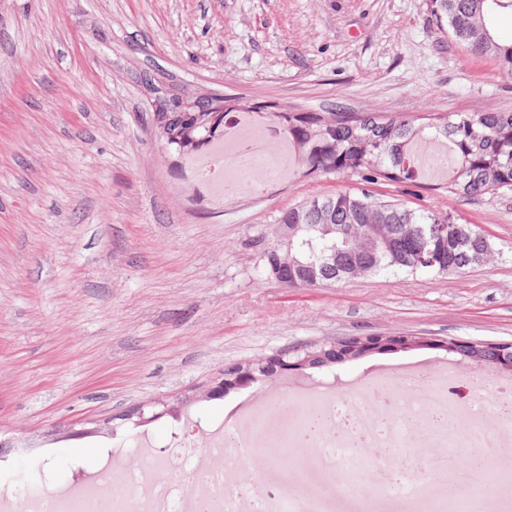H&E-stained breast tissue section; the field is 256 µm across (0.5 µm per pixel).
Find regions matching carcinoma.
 <instances>
[{
    "label": "carcinoma",
    "mask_w": 512,
    "mask_h": 512,
    "mask_svg": "<svg viewBox=\"0 0 512 512\" xmlns=\"http://www.w3.org/2000/svg\"><path fill=\"white\" fill-rule=\"evenodd\" d=\"M434 15L446 25L448 37L466 50L492 57L512 76V43L494 36V19L512 11V0H432ZM181 97H170L168 112L155 114L158 137L180 151L202 148L221 136L224 122L211 125L208 112H183ZM277 105L260 102L250 112H270L298 149L305 175H355L366 184L414 181L415 149L423 143L448 145L447 167L452 179L448 193L465 197L512 190V112H450L391 117L371 112H277ZM275 224L288 225V252L274 243L261 252L265 272L278 268L290 288L343 285L358 276L381 273L439 277L462 275L481 265L493 252L492 243L477 226L459 240L457 221L448 213L411 208L377 198L361 189L314 197L279 211ZM366 349L340 341L313 350L284 351L283 361L323 368L362 357ZM451 354L460 361L504 365L512 374V348L490 342H465ZM287 374L269 358L237 366L224 386L207 393L220 396L242 387L240 381L277 380Z\"/></svg>",
    "instance_id": "carcinoma-1"
}]
</instances>
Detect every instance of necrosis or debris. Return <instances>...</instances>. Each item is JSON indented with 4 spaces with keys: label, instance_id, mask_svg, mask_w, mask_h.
Instances as JSON below:
<instances>
[{
    "label": "necrosis or debris",
    "instance_id": "obj_1",
    "mask_svg": "<svg viewBox=\"0 0 512 512\" xmlns=\"http://www.w3.org/2000/svg\"><path fill=\"white\" fill-rule=\"evenodd\" d=\"M297 165L292 142L274 122L235 113L225 120L223 138L188 160L185 175L218 203L234 192L261 196L292 181ZM414 380L418 388L410 392L404 376L379 375L343 396L334 384L315 382L290 392L284 410L259 400L233 433L218 427L206 431L208 465L203 469L192 451L195 426L186 419L164 455H152L140 442L133 445L134 454L149 458L146 467H122L126 451L118 448L97 473L76 477L65 489L44 483L21 494L1 485L0 512H15L21 496L28 512H344L331 476L365 466L358 444L418 453L440 442L431 429L436 412L461 421L463 447L479 453L497 472L495 492L480 499L479 512H512V415L500 409L512 404V379L490 366L469 370L451 361ZM282 448L296 449L303 462L296 485L285 486L270 468L261 483L239 481L246 462L274 459ZM455 470L452 463L438 469L432 486L416 475L384 482L377 492L361 490L358 501L370 504L371 512H410L418 506L424 512H447L460 484ZM118 484L141 492L117 496Z\"/></svg>",
    "mask_w": 512,
    "mask_h": 512
}]
</instances>
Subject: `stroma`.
<instances>
[{
    "label": "stroma",
    "instance_id": "35a3bbf8",
    "mask_svg": "<svg viewBox=\"0 0 512 512\" xmlns=\"http://www.w3.org/2000/svg\"><path fill=\"white\" fill-rule=\"evenodd\" d=\"M294 112H512V79L443 32L432 0H0V480L67 484L113 438L164 454L178 414L230 424L287 386L207 398L225 366L349 336L512 342V190L426 182L376 197L478 225L495 248L461 276L381 274L327 288L270 279L258 240L278 212L358 190L297 177L261 197L193 194L157 137L149 89ZM442 349L417 346L298 382L342 388ZM143 418L125 419L130 407Z\"/></svg>",
    "mask_w": 512,
    "mask_h": 512
}]
</instances>
